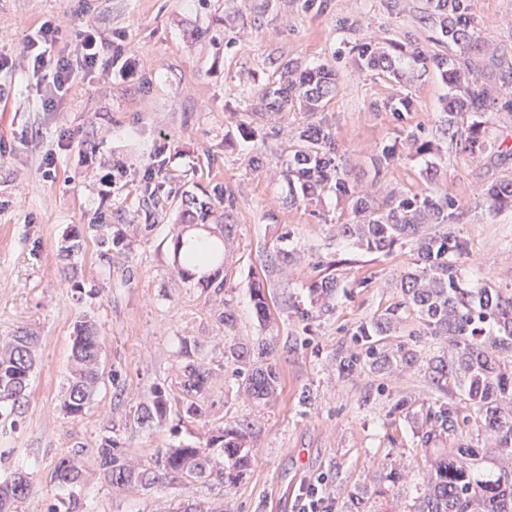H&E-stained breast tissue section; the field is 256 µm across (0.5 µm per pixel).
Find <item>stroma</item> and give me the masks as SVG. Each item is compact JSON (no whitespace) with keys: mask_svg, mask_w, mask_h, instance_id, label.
<instances>
[{"mask_svg":"<svg viewBox=\"0 0 512 512\" xmlns=\"http://www.w3.org/2000/svg\"><path fill=\"white\" fill-rule=\"evenodd\" d=\"M0 0V52L15 65L0 68V337L33 333L35 367L17 426L0 425V479L23 467L34 494L16 512H56L66 490L51 479L58 458L81 451L90 458L115 431L129 463L152 465L165 449L194 444L208 430L247 420L246 444L255 456L234 485L179 478L142 487H112L97 466L84 468L75 491L78 512H177L197 502L212 512H296L301 488L324 478L331 512H408L422 491L435 449L417 431L427 408L455 404V384L437 386L429 359L446 343L418 335L415 314L382 343L388 352L414 353L416 364L383 370L340 367L360 353L357 327L401 300L400 274L414 259L411 243L371 252L335 235L334 222L353 221L348 202L322 193L312 203L292 200L283 163L302 114L278 120V136L262 135L258 93L279 79L284 63L335 65L337 88L325 108L341 166L358 191L413 196L435 191L457 206V231L467 243L461 259L465 287L512 295V209L491 210L483 185L512 172V113H496L492 150L469 155L440 129L448 92L438 74L398 83L357 69L340 56L344 44L410 35L434 36L427 0ZM484 50L476 82L512 71V0H470ZM59 26L56 46L73 53L75 36L95 27L121 45L122 70L77 78L46 109L43 93L18 58L30 32L44 21ZM411 95L403 120L378 101ZM417 129L428 153L402 145L401 158L376 173L371 157ZM265 165L255 168V153ZM162 165L171 193L161 205L146 199L143 176ZM113 181H106V174ZM237 198L226 248L224 292L180 282L171 239L182 195L202 196L215 185ZM150 232H141L145 221ZM97 221L123 230L132 246L101 256L93 238L81 253L64 255L76 229ZM296 252L285 274L273 276L276 303L258 321L251 288L266 250L276 243ZM321 260L334 261L338 288L332 309L320 313L309 285ZM232 327L219 323L224 307ZM316 312L302 320L300 309ZM87 317L105 341L107 377L86 414L67 417L60 404L69 374L73 326ZM274 346L280 378L275 399L254 404L245 394L224 341ZM192 343L191 356L181 353ZM213 378L203 396L205 417L183 412L180 374L186 361ZM165 388L169 410L159 423L141 424L136 410L153 388ZM359 493L352 501L351 493Z\"/></svg>","mask_w":512,"mask_h":512,"instance_id":"obj_1","label":"stroma"}]
</instances>
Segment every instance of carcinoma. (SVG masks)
Returning <instances> with one entry per match:
<instances>
[{"label": "carcinoma", "mask_w": 512, "mask_h": 512, "mask_svg": "<svg viewBox=\"0 0 512 512\" xmlns=\"http://www.w3.org/2000/svg\"><path fill=\"white\" fill-rule=\"evenodd\" d=\"M431 16L437 37L432 50L408 36L381 46L376 42L352 45L348 54L356 65L375 75L400 81L404 73L421 77L433 69L448 85L444 99L445 132L461 142L471 155H483L489 147V114L512 112V75L499 86L475 84L473 56L483 50L469 0H430ZM282 81L267 86L259 94L266 115H278L286 108L316 115L324 111L336 92L337 73L328 66L302 69L290 64L281 71ZM385 110L400 120L413 108V100L404 95L383 104ZM336 141L322 118L302 128L298 142L285 162L284 176L293 197L311 201L319 193L330 191L338 199L353 202L359 221L336 224L339 237L355 239L374 252L388 253L401 239L414 243V267L401 275L403 299L395 309L359 326L364 357L376 368L393 362L380 347L377 337L386 336L397 321V312L407 309L416 313L419 336H446L451 354L428 364L433 379L440 383L453 380L463 392V403L441 405L426 414V430L421 432L423 447L435 443L445 434L456 432L460 424L475 423L489 434L502 458L512 459V410L503 402L512 399V297H504L488 288L462 286L459 259L465 246L456 231L454 204L448 197L427 194L422 198L388 192L380 197L360 194L336 162ZM401 157L398 143L378 148L372 165L380 173L397 164ZM224 203V214L213 210L211 203L195 196H185L182 204L184 224L173 239V266L184 283L224 291V242L233 234V225L222 223L236 206L229 188L214 187ZM489 208L512 209V173L483 190ZM204 223L208 242L194 241L189 231ZM95 232L100 255L112 248H130L125 235L112 237L99 233L100 224H90ZM290 254L274 247L267 254L266 275L280 273L288 265ZM336 288L334 274L323 273L313 281L310 292L329 296ZM252 300L257 317L269 314V299L263 281L253 288ZM36 337L28 334L0 338V422L16 425L22 414L35 366ZM270 350V343L260 341L252 348L237 342L224 343V355L239 365L249 397L265 403L275 394L279 373L273 364H260ZM103 338L95 324L80 319L74 323L71 343V369L61 408L76 420L86 414L103 377ZM211 379L209 369L189 362L184 366L181 387L189 398L185 413L190 418L203 416L200 397ZM168 395L153 389L150 399L137 410V421L147 423L164 418ZM248 425L238 422L209 432L194 446L168 448L151 468L132 467L119 451V441L105 436L90 463L98 466L108 482L116 487L140 484L144 487L183 476L203 478L216 484L233 485L247 470L251 449L245 447ZM84 460L78 454L61 456L54 467L53 479L62 488H72L80 479ZM427 493L417 498L411 512H512V465L494 462L486 449L460 443L435 462L428 480ZM34 490L28 474L12 472L0 481V512H12V506L26 500Z\"/></svg>", "instance_id": "1"}]
</instances>
